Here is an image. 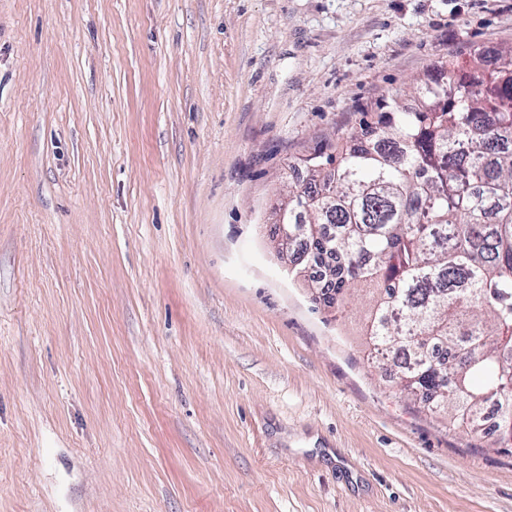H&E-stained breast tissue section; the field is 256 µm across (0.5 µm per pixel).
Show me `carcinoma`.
<instances>
[{
  "mask_svg": "<svg viewBox=\"0 0 512 512\" xmlns=\"http://www.w3.org/2000/svg\"><path fill=\"white\" fill-rule=\"evenodd\" d=\"M437 71L410 106L383 96L321 145L279 223L303 268L340 258L314 280L325 306L384 291L368 336L400 368L401 395L477 435L491 404L494 445L512 448V47Z\"/></svg>",
  "mask_w": 512,
  "mask_h": 512,
  "instance_id": "obj_1",
  "label": "carcinoma"
}]
</instances>
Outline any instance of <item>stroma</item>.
Here are the masks:
<instances>
[{
	"instance_id": "stroma-1",
	"label": "stroma",
	"mask_w": 512,
	"mask_h": 512,
	"mask_svg": "<svg viewBox=\"0 0 512 512\" xmlns=\"http://www.w3.org/2000/svg\"><path fill=\"white\" fill-rule=\"evenodd\" d=\"M512 0H0V512H512L274 209Z\"/></svg>"
}]
</instances>
